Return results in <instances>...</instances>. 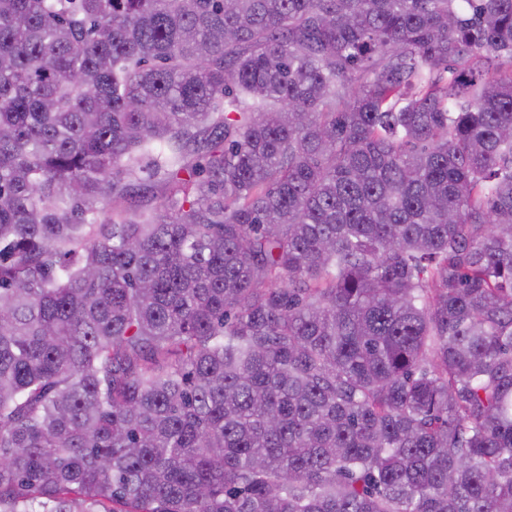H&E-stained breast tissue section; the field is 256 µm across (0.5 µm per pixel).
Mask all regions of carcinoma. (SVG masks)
Wrapping results in <instances>:
<instances>
[{
  "label": "carcinoma",
  "instance_id": "1",
  "mask_svg": "<svg viewBox=\"0 0 512 512\" xmlns=\"http://www.w3.org/2000/svg\"><path fill=\"white\" fill-rule=\"evenodd\" d=\"M0 512H512V0H0Z\"/></svg>",
  "mask_w": 512,
  "mask_h": 512
}]
</instances>
